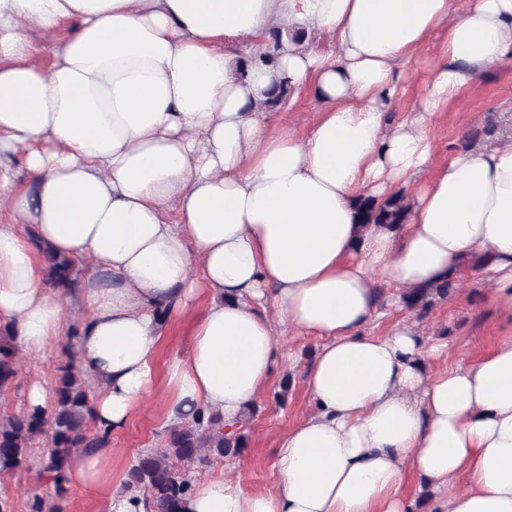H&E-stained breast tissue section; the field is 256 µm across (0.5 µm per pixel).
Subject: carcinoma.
Returning <instances> with one entry per match:
<instances>
[{
    "instance_id": "cac0c4a2",
    "label": "carcinoma",
    "mask_w": 512,
    "mask_h": 512,
    "mask_svg": "<svg viewBox=\"0 0 512 512\" xmlns=\"http://www.w3.org/2000/svg\"><path fill=\"white\" fill-rule=\"evenodd\" d=\"M363 223L399 225L406 221L407 205L402 198L391 197L378 205L367 199L362 203ZM51 275L59 283L72 288L74 261L54 258L50 266ZM448 292V282L433 288L411 290L405 297L409 306H415L426 298ZM0 392L8 389L16 375L15 351L11 346L9 326H0ZM88 411L87 384L79 369L67 366L59 377L52 420L50 444L43 461L42 473L53 481L58 498H63L68 478V462L77 449L95 452L108 444V439L91 433L86 428ZM43 420L30 413L9 415L0 420V472H8L26 461L28 444L41 431ZM202 423L193 424L174 431L168 447L161 451L141 456L129 472V484L144 492L146 507L154 512H178L177 505L189 489V483L180 476L175 462L185 467H203L209 463V453L221 456L234 455L240 447L241 437H227L221 432L201 429Z\"/></svg>"
}]
</instances>
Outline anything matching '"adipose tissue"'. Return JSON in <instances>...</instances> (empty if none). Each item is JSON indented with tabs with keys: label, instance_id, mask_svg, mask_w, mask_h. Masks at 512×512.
Instances as JSON below:
<instances>
[{
	"label": "adipose tissue",
	"instance_id": "obj_1",
	"mask_svg": "<svg viewBox=\"0 0 512 512\" xmlns=\"http://www.w3.org/2000/svg\"><path fill=\"white\" fill-rule=\"evenodd\" d=\"M0 0V324L30 358L72 337L96 433L154 393L162 328L204 300L166 368V421L233 434L280 363L273 320L322 341L313 413L280 439L278 483H194L178 512H512V337L426 373L412 323L366 329L377 278L405 289L484 257L512 304V143L432 156L429 118L512 63V0ZM63 32L49 64L24 34ZM446 28L422 106L390 127L412 60ZM312 88L307 135L270 131L278 95ZM22 161L29 181L18 185ZM414 187L402 230L363 199ZM30 234H23V227ZM86 261L75 293L48 256ZM403 492L411 512H429L435 495L427 479L414 470H408L403 484Z\"/></svg>",
	"mask_w": 512,
	"mask_h": 512
}]
</instances>
